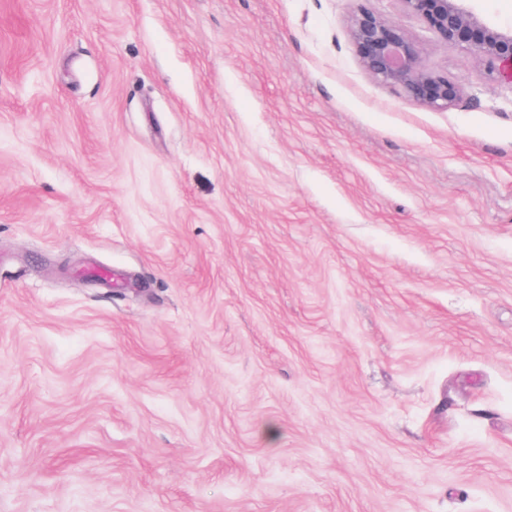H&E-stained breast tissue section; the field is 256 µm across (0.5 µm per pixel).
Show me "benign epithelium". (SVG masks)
Instances as JSON below:
<instances>
[{
  "instance_id": "obj_1",
  "label": "benign epithelium",
  "mask_w": 512,
  "mask_h": 512,
  "mask_svg": "<svg viewBox=\"0 0 512 512\" xmlns=\"http://www.w3.org/2000/svg\"><path fill=\"white\" fill-rule=\"evenodd\" d=\"M399 2L438 41L476 57L490 79L512 86V27L487 21L466 7V0ZM349 36L365 71L411 100L447 109L462 98V85L448 78L447 71L425 66L422 42L399 24L360 8L351 20Z\"/></svg>"
}]
</instances>
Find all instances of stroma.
Listing matches in <instances>:
<instances>
[{
	"instance_id": "1",
	"label": "stroma",
	"mask_w": 512,
	"mask_h": 512,
	"mask_svg": "<svg viewBox=\"0 0 512 512\" xmlns=\"http://www.w3.org/2000/svg\"><path fill=\"white\" fill-rule=\"evenodd\" d=\"M0 512H512V87L399 0H0ZM349 36L365 71L411 100L447 109L462 98V85L448 78L447 71L425 66L422 42L399 24L360 8L351 20Z\"/></svg>"
}]
</instances>
